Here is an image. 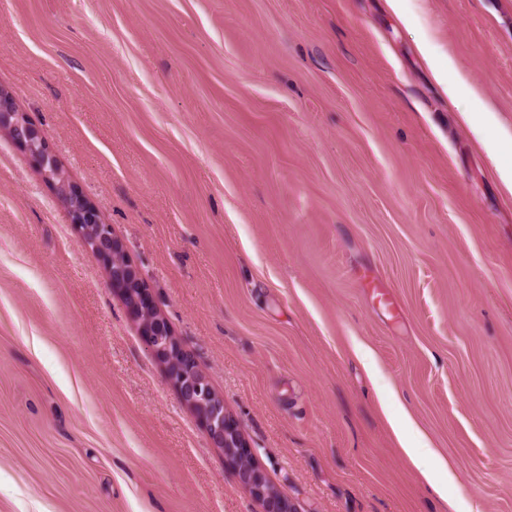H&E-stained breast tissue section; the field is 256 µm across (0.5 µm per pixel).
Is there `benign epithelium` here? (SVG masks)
<instances>
[{"label":"benign epithelium","instance_id":"benign-epithelium-1","mask_svg":"<svg viewBox=\"0 0 512 512\" xmlns=\"http://www.w3.org/2000/svg\"><path fill=\"white\" fill-rule=\"evenodd\" d=\"M0 134L10 138L38 166L66 205L77 232L104 262L109 281L139 325L181 401L203 422L212 444L236 469L241 486L263 507V512H296L267 480L246 448L244 438L224 412V400L209 386L196 360L188 353L160 315L138 269L126 256L123 244L102 223L97 209L63 173L41 132L16 107L13 95L0 89Z\"/></svg>","mask_w":512,"mask_h":512}]
</instances>
